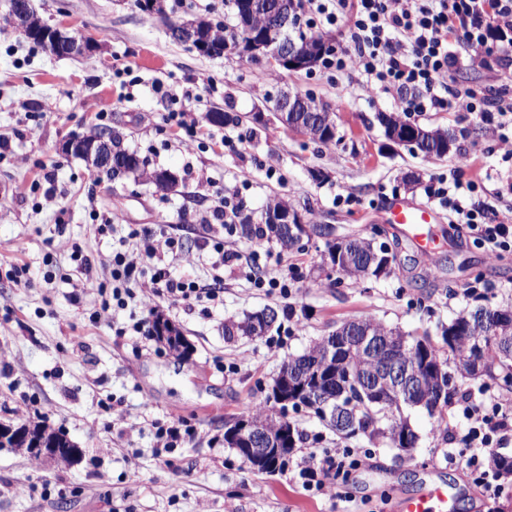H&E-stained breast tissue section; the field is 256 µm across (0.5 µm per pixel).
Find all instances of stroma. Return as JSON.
Here are the masks:
<instances>
[{"mask_svg":"<svg viewBox=\"0 0 512 512\" xmlns=\"http://www.w3.org/2000/svg\"><path fill=\"white\" fill-rule=\"evenodd\" d=\"M231 0H166L167 19L147 13L138 0H35L50 23L98 39L101 50L84 59L55 58L5 21L0 0V423L47 420L82 451L79 460L37 459L0 448V512H395L399 499L431 482L455 489L461 512H495L464 464L448 451L467 432L456 406L445 410L447 434L432 430L426 410H410L419 435L412 456L362 437L347 440L324 429L306 411L288 417L318 448L369 451L353 473L350 496L333 500L305 491L294 467L254 471L224 445V424L265 403L288 357L335 330L337 323L370 316L410 336H437L459 312L473 307L466 284H486V299L512 306V251L488 254L447 209L432 231L440 245L423 254L412 237L388 223L384 208L401 198L427 203L430 180L451 176L460 152H469L466 176L512 170V154L492 141L483 123L466 112L410 114V122L453 132L444 157L389 141L379 114L397 112L394 97L369 94L361 75L316 66L279 69L262 76L248 58L207 57L174 41L166 20L206 17L236 23ZM456 81L463 86L512 81V56L487 57L484 48L460 45ZM217 91H204L207 79ZM307 94L331 114L329 145L290 132L273 105L283 92ZM231 120L208 124L207 112ZM185 113L196 138L172 131L169 113ZM109 125L124 136L149 168L177 177L174 191H158L134 176L97 175L84 161L61 153L73 132ZM238 140L237 149L221 145ZM271 162L267 173L261 161ZM250 172L242 184V172ZM207 184H199V177ZM238 194L242 215L259 219L273 199L294 205L309 224H332L337 238L369 236L382 225L385 241H399L387 276L360 287L337 284L320 270L325 243L312 239L284 251L270 244L257 265L220 263L199 250L220 197ZM114 229L96 233L107 213ZM148 225L195 251L186 263L166 262L173 277L224 281V301L193 307L156 299L153 308L182 332L176 352L130 330L127 315L90 321L98 303L76 286L68 245L88 246L95 261L119 249L130 227ZM295 272L292 299L256 287L254 276ZM275 308L267 335L227 341L224 323ZM125 334H118V327ZM186 421L197 430L174 450L156 447L154 423ZM48 484L49 496H16L10 485Z\"/></svg>","mask_w":512,"mask_h":512,"instance_id":"stroma-1","label":"stroma"}]
</instances>
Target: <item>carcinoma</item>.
Here are the masks:
<instances>
[{
  "label": "carcinoma",
  "instance_id": "carcinoma-1",
  "mask_svg": "<svg viewBox=\"0 0 512 512\" xmlns=\"http://www.w3.org/2000/svg\"><path fill=\"white\" fill-rule=\"evenodd\" d=\"M208 30L212 32L216 41L230 40L232 42L244 40V32L240 28L227 29L220 22L206 21ZM112 145L116 149V158L122 163L117 170L105 172L109 178H116L126 173L136 174L146 180H151L153 171L146 168L145 162L134 153L122 146L121 134L112 138ZM240 234L247 239L260 238L276 242L281 249L291 251L301 248L303 238H318L325 241L326 252L341 251L345 257V265L341 267L343 277L354 284H362L372 278L388 275L392 271V264L396 262V254L390 244L376 243L375 238L355 237L336 240V227L332 224L293 225L286 231L278 224L266 221L252 224L250 220L240 225ZM256 315L247 316L238 322L224 324V337L232 340L237 336H256ZM458 330L455 343H448V329ZM370 331L380 339H387L392 344L389 351H377L373 354L360 348V341L364 331ZM154 333L159 339L174 349L186 347L181 332L168 320L156 318ZM512 346V308L492 304L479 305L473 309L465 310L449 322V327L441 331L439 339L430 336L411 337L400 331L387 327L372 318L364 317L346 320L331 334L321 337L303 354L288 359L274 379V387L288 397V402L281 406L279 413L263 406L253 410L247 420L260 425L266 435L264 447L269 449L263 453L258 461L252 463V468L262 473H273L282 469L287 463L290 454L297 443L303 440V435L288 420L285 410L306 406V409L336 435L348 439L362 436L373 442L386 439L392 445H397V437L408 432V444L400 445L407 456H412L419 437L413 429L405 410L411 408L403 393L390 391L386 398L390 403H401L404 412L397 414L388 409V405L380 403L369 393L371 378L389 362L397 364L399 369L410 371L414 366L441 365L448 369V358L445 353L451 354L453 367L459 368L467 365L471 358L477 356L479 348H484L490 360V371L486 379L499 384L508 391H512V352L502 354V350ZM350 367L352 375L346 378L338 374L341 364ZM305 385L309 388L318 387L329 395L336 407L348 408L344 420H332L324 415L323 410L311 404H304L297 399L296 387ZM467 376L461 375L457 383L444 395L433 393L432 408L427 410L429 416L437 417V427L448 432V426L442 416L443 408L452 404L465 393ZM19 435L15 440L7 441L9 448H29L26 437L44 436L55 443V447L69 458H74L79 449L66 437V435L45 422L21 424L17 426Z\"/></svg>",
  "mask_w": 512,
  "mask_h": 512
}]
</instances>
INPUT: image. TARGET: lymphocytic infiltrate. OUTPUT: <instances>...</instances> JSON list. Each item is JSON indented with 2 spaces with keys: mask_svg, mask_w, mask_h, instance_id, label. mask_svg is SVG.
I'll return each mask as SVG.
<instances>
[{
  "mask_svg": "<svg viewBox=\"0 0 512 512\" xmlns=\"http://www.w3.org/2000/svg\"><path fill=\"white\" fill-rule=\"evenodd\" d=\"M306 2L309 11L325 16L328 23L350 21L353 47L341 51L334 65L340 71L361 73L366 92L392 94L405 112L445 107L476 114L501 144H512L511 90L492 86L460 91L447 82L457 64L451 51L454 44L484 47L490 37L504 42L512 36V0H336L332 8L325 0ZM467 167V154H460L452 180L433 178L427 196L447 208L449 216L489 253L511 250L512 225L500 222L497 210L475 199L477 186L466 179ZM128 237L132 248L113 252L111 260L99 268L82 247H73L70 253L82 274L80 286L98 300L100 314L113 320L130 302L145 307L157 298L188 307L223 301V288L170 277L164 258L178 252V240L157 235L148 227L130 229ZM146 259L152 262L151 275L141 281L137 273ZM459 412L468 422V431L464 447L451 458L465 464L490 498L501 497L505 488L486 452L512 439V400L498 398L484 405L468 397L461 401ZM360 464L351 448L311 450L299 462L302 486L332 499H346L351 473Z\"/></svg>",
  "mask_w": 512,
  "mask_h": 512,
  "instance_id": "lymphocytic-infiltrate-1",
  "label": "lymphocytic infiltrate"
}]
</instances>
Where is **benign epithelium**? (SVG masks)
<instances>
[{
  "instance_id": "obj_1",
  "label": "benign epithelium",
  "mask_w": 512,
  "mask_h": 512,
  "mask_svg": "<svg viewBox=\"0 0 512 512\" xmlns=\"http://www.w3.org/2000/svg\"><path fill=\"white\" fill-rule=\"evenodd\" d=\"M7 7L10 13L11 26L24 36L41 42L46 50L57 57L79 58L96 51L99 43L93 37L83 40L73 39L66 31L50 24L41 18L33 4V0H8ZM295 0H276L273 9L263 12L256 0H242L238 13V25L246 32V40L236 45L226 44L225 49L235 50L248 57L262 60L272 67H282L288 70L312 69L321 63V43L305 40L303 42L285 41L280 39V32L289 27ZM266 14L268 21L264 24H255V18ZM169 34L173 35L179 43L202 56L214 54L211 39L198 29L196 22H171L168 25ZM315 108L301 99L300 95L285 94L275 103V116L285 126L293 130L303 128L315 129L330 133L333 131L329 118L319 114L318 119L297 117L299 112H313ZM384 125L388 126L387 137L391 141L407 144L411 141H422V136L414 128L404 127L401 124L391 123L388 117H382ZM60 149L76 152L89 158V166L99 170H110L113 166L112 138L108 134L100 135L90 141L81 138H65ZM270 222L292 226L303 223L302 215L290 204L282 205L277 211L270 212ZM402 383L406 393L413 396L418 405L427 400L424 378L415 373L409 379H402V373L397 367L390 366L383 373L378 382L389 384ZM233 441L245 440L250 444L246 449L247 459H252L259 445L263 443L262 434L255 428H248L243 423L229 433Z\"/></svg>"
}]
</instances>
